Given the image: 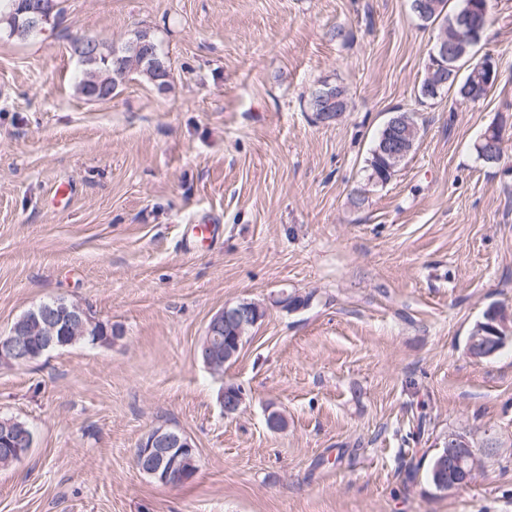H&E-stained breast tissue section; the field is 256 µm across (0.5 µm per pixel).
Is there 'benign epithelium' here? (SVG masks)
<instances>
[{"instance_id": "7a95c632", "label": "benign epithelium", "mask_w": 512, "mask_h": 512, "mask_svg": "<svg viewBox=\"0 0 512 512\" xmlns=\"http://www.w3.org/2000/svg\"><path fill=\"white\" fill-rule=\"evenodd\" d=\"M26 17L16 23L14 34L26 35L42 29L47 17L42 11H24ZM429 81L424 87L427 95L436 94L447 83V74L433 64L427 65ZM408 121L401 115H393L386 126V132L378 147L388 162L389 169H398L408 155L407 142L400 133ZM33 318L44 325V336L41 337L42 347L50 349L64 340L63 322H81V311L76 308L68 311L57 303L44 304L33 313ZM263 319L261 310H257L247 301L237 303L215 314L209 321L205 335L199 347L202 348L204 365L217 370L225 363L232 361L241 351L239 340L246 332L251 331ZM234 329L235 335L229 336L224 348L215 346L212 338L224 330V326ZM29 340L25 326L15 324L8 335L0 338V360L14 365L31 362L30 355L22 350ZM512 341V311L497 307L486 312L482 320L476 322L469 331L466 350L475 360L488 359L499 353L507 343ZM245 402L244 391L235 386H225L219 394V403L224 415L238 413ZM34 444V434L22 425L7 424L0 426V447L11 449L7 461H21ZM136 459L140 462L141 471L159 481L163 485H172V479H187L193 472L197 459L196 447L184 432L173 429L159 431L150 430L138 442ZM486 451L474 447L471 435L466 432L452 431L448 433L443 452L436 465V471L448 474V480L436 479V486L441 491L455 492L469 486L483 469V456Z\"/></svg>"}]
</instances>
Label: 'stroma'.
Returning a JSON list of instances; mask_svg holds the SVG:
<instances>
[{
    "label": "stroma",
    "mask_w": 512,
    "mask_h": 512,
    "mask_svg": "<svg viewBox=\"0 0 512 512\" xmlns=\"http://www.w3.org/2000/svg\"><path fill=\"white\" fill-rule=\"evenodd\" d=\"M61 9L44 32L0 34V335L63 298L120 336L0 364V417L35 438L0 468V512H512V345L466 352L489 306L512 310V179L474 151L504 124L512 166V0H489L475 52L500 71L475 103L418 102L435 31L410 0ZM143 27L170 60L168 88L133 74L109 100L80 95L72 39L118 44ZM325 81L349 97L330 124L308 106ZM398 111L421 137L375 185L366 160ZM193 224L219 233L189 240ZM293 295L308 305L282 306ZM244 299L266 316L212 372L198 343ZM227 382L245 390L229 417ZM271 408L285 431L268 428ZM422 411L423 440L403 443ZM159 426L196 446L183 486L134 464ZM460 429L497 446L446 494L424 473Z\"/></svg>",
    "instance_id": "1"
}]
</instances>
